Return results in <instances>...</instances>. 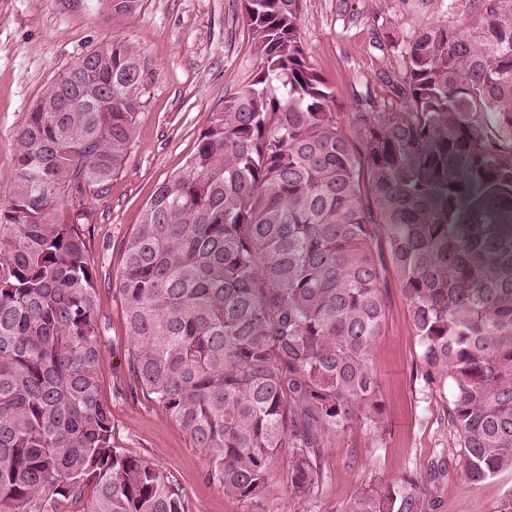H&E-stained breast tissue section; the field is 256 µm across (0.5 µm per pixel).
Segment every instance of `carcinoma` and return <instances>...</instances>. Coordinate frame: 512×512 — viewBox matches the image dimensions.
<instances>
[{
	"label": "carcinoma",
	"instance_id": "carcinoma-1",
	"mask_svg": "<svg viewBox=\"0 0 512 512\" xmlns=\"http://www.w3.org/2000/svg\"><path fill=\"white\" fill-rule=\"evenodd\" d=\"M113 19L140 0H61ZM302 0H243L253 79L211 112L183 171L125 240L130 382L210 457L243 501L308 498L326 439L385 426L371 364L388 267L473 484L512 471V0L421 26L402 51L404 102L342 111L301 40ZM143 70L110 41L72 63L16 132L0 202V512H193L158 466L114 442L98 368L105 321L85 230L133 138ZM360 134L350 138L343 124ZM398 477L328 512H432Z\"/></svg>",
	"mask_w": 512,
	"mask_h": 512
}]
</instances>
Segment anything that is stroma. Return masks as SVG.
I'll return each mask as SVG.
<instances>
[{
    "label": "stroma",
    "mask_w": 512,
    "mask_h": 512,
    "mask_svg": "<svg viewBox=\"0 0 512 512\" xmlns=\"http://www.w3.org/2000/svg\"><path fill=\"white\" fill-rule=\"evenodd\" d=\"M477 0H303L300 33L314 67L344 105L365 91L391 94L401 48L421 24L465 27ZM111 40L133 46L144 78L133 140L105 195L88 189L93 209L87 240L99 267L97 290L106 322L99 376L112 409L116 443L158 465L201 512H326L358 489L402 476L426 477L444 462L448 476L433 491L434 512H512V472L468 483L448 423L449 391L426 381L411 319L391 286L389 323L372 364L383 386L387 426L362 423L327 438L324 474L312 495L246 503L207 482L208 455L147 397L118 386L128 376L124 305L113 294L123 243L156 187L182 171L214 108L251 81L257 63L242 23L241 0H141L115 23L99 13L63 8L60 0H0V197L10 189L15 132L25 115L78 57Z\"/></svg>",
    "instance_id": "obj_1"
}]
</instances>
